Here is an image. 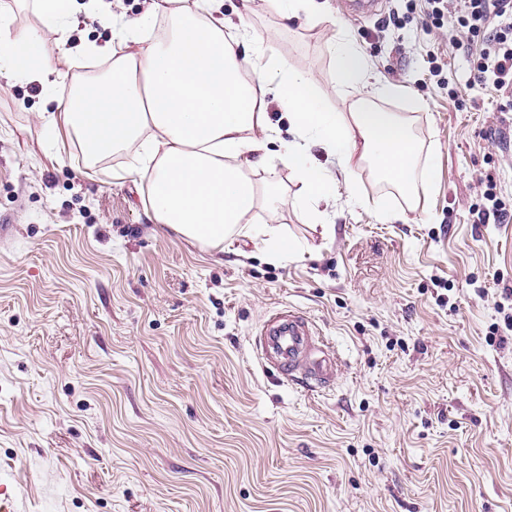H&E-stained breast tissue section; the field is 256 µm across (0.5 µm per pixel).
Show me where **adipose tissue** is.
<instances>
[{"mask_svg": "<svg viewBox=\"0 0 512 512\" xmlns=\"http://www.w3.org/2000/svg\"><path fill=\"white\" fill-rule=\"evenodd\" d=\"M221 9L220 0H147L135 19L115 21L110 41L71 46L65 37L78 24L77 0H34L39 27L16 35L9 14L0 11V74L48 84L56 55L40 34L44 27L60 33L62 58L110 60L105 84L76 104L59 96L57 111H37V118L50 132L66 128L88 157L127 151L130 170L149 177L154 222L214 249L237 235L270 260L288 256L275 227L250 222L260 199L280 201L273 183L261 187L246 174L278 137L260 110L262 91L274 93L288 112L296 139L278 159L293 170L297 199L311 221L322 220L320 205L333 198L335 187L310 152L314 143L344 171L368 158L397 187L433 181V168L417 165L418 148L403 116L362 105L349 114L324 108L305 72L260 59L229 38ZM161 21L167 31L153 37ZM333 49L340 89L366 87L368 63L353 42L334 38Z\"/></svg>", "mask_w": 512, "mask_h": 512, "instance_id": "1", "label": "adipose tissue"}]
</instances>
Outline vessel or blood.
I'll use <instances>...</instances> for the list:
<instances>
[{"label":"vessel or blood","mask_w":512,"mask_h":512,"mask_svg":"<svg viewBox=\"0 0 512 512\" xmlns=\"http://www.w3.org/2000/svg\"><path fill=\"white\" fill-rule=\"evenodd\" d=\"M255 348L262 363L278 369L289 383L318 388L330 382L338 365L311 321L293 310L273 311L263 322Z\"/></svg>","instance_id":"b4317fda"}]
</instances>
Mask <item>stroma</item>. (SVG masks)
<instances>
[{"mask_svg": "<svg viewBox=\"0 0 512 512\" xmlns=\"http://www.w3.org/2000/svg\"><path fill=\"white\" fill-rule=\"evenodd\" d=\"M328 4L312 20L224 0V16L346 113L330 43L351 36L371 83L410 87L368 105L408 117L436 177L410 201L363 161L322 226L291 204V169H253L289 199L252 215L294 244L281 262L154 224L126 153L94 165L49 137L31 105L100 81L101 62L61 65L46 87L0 76V492L14 512H512V105L470 86L481 40L463 50L425 28L424 0L361 17ZM490 183L507 215L482 224ZM281 308L335 351L329 387L262 366L253 337Z\"/></svg>", "mask_w": 512, "mask_h": 512, "instance_id": "obj_1", "label": "stroma"}]
</instances>
